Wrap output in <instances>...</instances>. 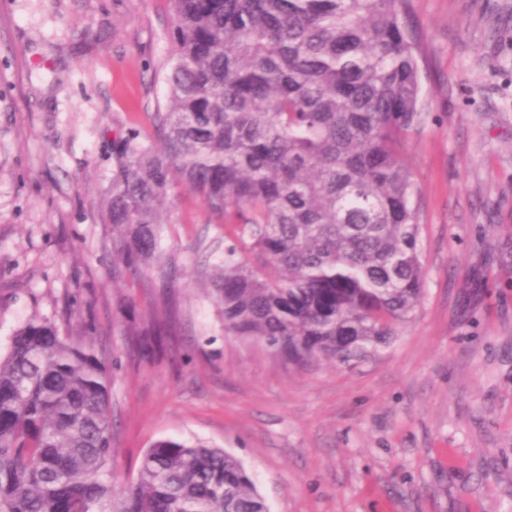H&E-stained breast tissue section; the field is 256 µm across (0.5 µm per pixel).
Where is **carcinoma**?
<instances>
[{
    "mask_svg": "<svg viewBox=\"0 0 512 512\" xmlns=\"http://www.w3.org/2000/svg\"><path fill=\"white\" fill-rule=\"evenodd\" d=\"M167 94L112 140V279L174 286L185 191L224 225L210 294L236 336L303 369L389 345L424 292L415 174L424 35L408 0H169ZM148 355L157 321L128 330ZM106 354L33 318L0 354V512H269L207 441L159 439L120 480Z\"/></svg>",
    "mask_w": 512,
    "mask_h": 512,
    "instance_id": "cac0c4a2",
    "label": "carcinoma"
}]
</instances>
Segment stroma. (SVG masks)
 <instances>
[{
    "mask_svg": "<svg viewBox=\"0 0 512 512\" xmlns=\"http://www.w3.org/2000/svg\"><path fill=\"white\" fill-rule=\"evenodd\" d=\"M410 10L423 298L367 359L297 369L225 335L204 281L224 228L189 194L162 234L171 292L109 273L112 139L164 98L168 0H0V352L39 317L116 356L122 474L156 440L199 438L243 462L270 512H512V0ZM158 317L170 344L131 353L126 328Z\"/></svg>",
    "mask_w": 512,
    "mask_h": 512,
    "instance_id": "stroma-1",
    "label": "stroma"
}]
</instances>
